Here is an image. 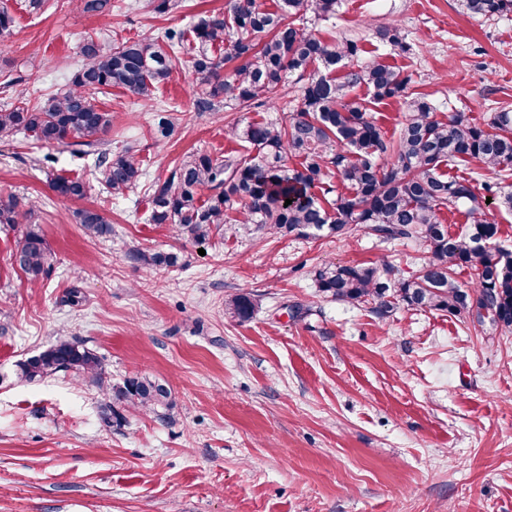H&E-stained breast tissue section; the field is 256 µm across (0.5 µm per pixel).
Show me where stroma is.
<instances>
[{
    "label": "stroma",
    "mask_w": 512,
    "mask_h": 512,
    "mask_svg": "<svg viewBox=\"0 0 512 512\" xmlns=\"http://www.w3.org/2000/svg\"><path fill=\"white\" fill-rule=\"evenodd\" d=\"M115 2L90 16L69 0L36 15L25 0H0L15 19L0 84L19 79L34 101L64 92L83 39L114 46L187 31L225 0H184L165 14L149 0ZM388 24L407 50L373 38ZM308 28L357 39L365 57L410 74L437 117L482 124L512 103V15L473 16L461 0H340L334 18ZM193 89L184 65L157 89L175 118L166 138L154 107L118 87L100 96L117 116L104 150L132 149L145 170L116 200L53 191L55 177L91 178L93 156L30 132L0 138V192L33 210L30 225L0 228V512H512V331L403 305L382 319L313 279L328 263L386 261L412 276L424 258L416 242L357 229L198 243L150 223L149 186L184 157L249 152L235 136L240 112L198 114ZM88 208L106 215L109 234H84L76 213ZM30 228L52 256L35 284L11 260ZM133 248L176 252L183 266L132 262ZM74 285L76 308L63 302ZM242 290L257 301L246 322L224 310ZM64 337L95 351L110 381L165 383L166 416L130 410L112 425L103 392L74 375L18 379L19 362Z\"/></svg>",
    "instance_id": "35a3bbf8"
}]
</instances>
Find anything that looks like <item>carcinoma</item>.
I'll return each instance as SVG.
<instances>
[{
  "label": "carcinoma",
  "mask_w": 512,
  "mask_h": 512,
  "mask_svg": "<svg viewBox=\"0 0 512 512\" xmlns=\"http://www.w3.org/2000/svg\"><path fill=\"white\" fill-rule=\"evenodd\" d=\"M73 2L83 13H112V0ZM338 5L339 0H278L269 10L261 0H225L224 10L198 20L187 60L196 78L193 111L275 110L276 92L294 81L302 83L300 106L272 120L237 121V137L252 149L246 157L196 152L183 159L152 185L149 222L176 224L195 241L250 230L280 238L324 229L343 236L357 227L383 240H411L428 254L414 276L398 279L387 263L380 268L332 263L314 270L319 291L341 301L369 300L380 318L401 303L414 310L466 313L480 325L512 330V253L495 247L499 227L488 217L486 196L471 180H450L441 171L447 163L474 164L494 171L501 184L512 180V106L497 107L483 125L462 112L443 121L434 117L427 97L411 89V76L379 60L335 76L340 65L360 54L358 42H327L300 20L308 13L328 20ZM462 6L475 16L512 13V0H462ZM373 35L383 44L404 47L397 26L377 28ZM185 43V33L176 29L109 48L92 39L84 42L71 87L42 103L5 105L0 137L32 132L46 144L68 142L79 153L97 155L94 180L59 178L52 182L59 196L83 199L98 188L112 196L125 194L140 182L142 164L128 150L112 155L99 149L115 116L96 98L119 87L136 101L151 103L157 86L181 62ZM229 63L234 64L230 71ZM360 85L370 98L352 96ZM393 98L402 102L404 120L398 137L389 139L370 115L369 103ZM204 188L210 195L202 202ZM287 199L292 204L285 205ZM460 206L470 224L451 235L439 214ZM30 218L31 210L22 209L14 195L0 194V224H27ZM78 220L91 236L111 232L96 209L79 211ZM129 257L158 270L181 268L174 252L131 251ZM12 259L32 283L52 267L45 240L33 229ZM461 268L476 271L474 285L458 282ZM228 309L245 322L256 303L251 293L241 292L228 301ZM59 372L108 391L103 412L109 423H121L130 408L159 416L169 407L166 385L146 376L110 382L99 357L73 338H60L20 362L17 375L31 382Z\"/></svg>",
  "instance_id": "obj_1"
}]
</instances>
